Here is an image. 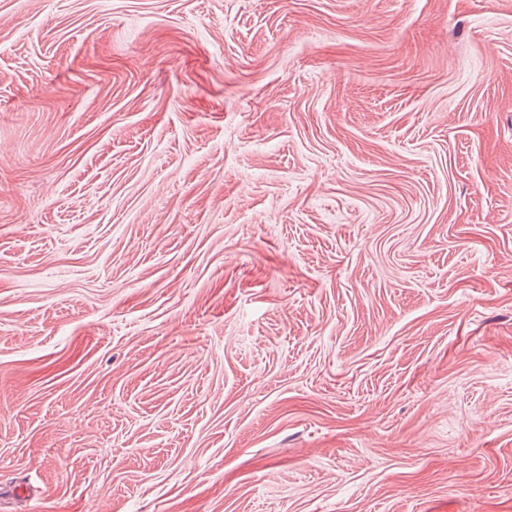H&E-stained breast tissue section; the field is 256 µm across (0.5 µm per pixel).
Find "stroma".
Listing matches in <instances>:
<instances>
[{
    "mask_svg": "<svg viewBox=\"0 0 512 512\" xmlns=\"http://www.w3.org/2000/svg\"><path fill=\"white\" fill-rule=\"evenodd\" d=\"M0 512H512V0H0Z\"/></svg>",
    "mask_w": 512,
    "mask_h": 512,
    "instance_id": "stroma-1",
    "label": "stroma"
}]
</instances>
